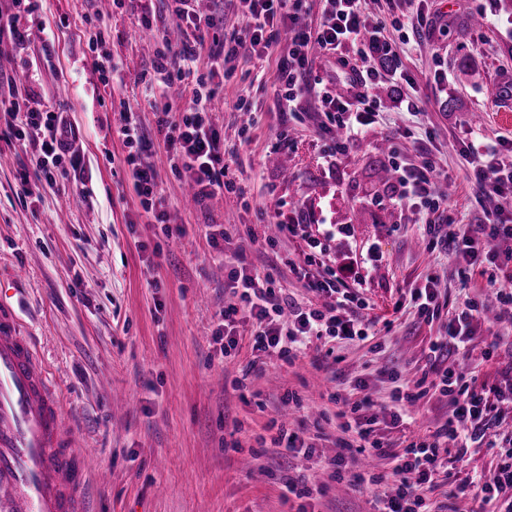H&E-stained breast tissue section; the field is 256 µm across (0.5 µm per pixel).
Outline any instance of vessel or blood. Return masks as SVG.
Returning <instances> with one entry per match:
<instances>
[{"mask_svg":"<svg viewBox=\"0 0 512 512\" xmlns=\"http://www.w3.org/2000/svg\"><path fill=\"white\" fill-rule=\"evenodd\" d=\"M94 467L0 296V512H83L81 492Z\"/></svg>","mask_w":512,"mask_h":512,"instance_id":"obj_1","label":"vessel or blood"}]
</instances>
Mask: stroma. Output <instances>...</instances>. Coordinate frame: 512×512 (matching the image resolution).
<instances>
[{
  "instance_id": "obj_1",
  "label": "stroma",
  "mask_w": 512,
  "mask_h": 512,
  "mask_svg": "<svg viewBox=\"0 0 512 512\" xmlns=\"http://www.w3.org/2000/svg\"><path fill=\"white\" fill-rule=\"evenodd\" d=\"M363 0L368 23L383 22L397 46V79L378 95L387 126L411 128L401 156L416 157L415 142L430 140L449 177L448 217L478 223L497 199L468 179L461 152L467 143L499 149L512 140V0ZM34 22L55 41L43 55L39 37L15 42L0 35V96L37 70L30 87L46 106L66 112L81 139L83 188L73 174L35 181L22 196L19 174L29 157L16 140L0 136V290H5L26 336L45 362L47 378L66 406L70 428L109 474L86 478L92 512H298L299 498L283 499L282 479H302L313 490L312 512H374L371 489L356 482L361 470L389 473L391 463L362 458L335 477L326 462L345 434L334 394L354 403L370 395L376 405L404 382L429 369V342L442 320L415 322L394 305L405 290L437 274L449 307L465 298L462 273L420 235L414 218L385 197L380 171L387 167L384 128L350 145L335 164L323 155L326 117L316 95L295 113L284 112L277 63L285 44L264 58L239 55L224 66L212 102V120L224 135L227 177L236 192L189 200V177L173 167L157 131L154 100L145 92L158 50L178 29L167 0H31ZM216 16L205 45L241 37L245 19L233 0H198ZM151 11L154 28L137 18ZM106 27V49L119 61L123 84L103 86L88 46L90 31ZM419 92L420 112L406 111ZM253 111L248 137L235 105ZM136 113L147 141L142 156L157 172L170 221L149 223L135 194L116 133L125 108ZM287 168L272 163L274 155ZM304 211L308 224H338L327 242L333 258L353 255L367 317L391 326L366 341L323 338L306 355L286 360L253 348L250 324H240L236 349L224 350L212 333L224 308L228 266L244 252L274 288L308 299L289 261L308 251L300 238L267 244L266 213ZM225 230L223 253L210 247L208 227ZM378 252L376 267L363 258ZM27 277L14 282L13 273ZM261 373L245 375L250 362ZM368 384L355 390L356 381ZM299 399L288 419L316 446L313 456L281 457L273 442L288 393ZM448 417V399L430 390L415 422L377 424L393 448L435 430Z\"/></svg>"
}]
</instances>
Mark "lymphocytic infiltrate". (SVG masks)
Wrapping results in <instances>:
<instances>
[{
    "instance_id": "1",
    "label": "lymphocytic infiltrate",
    "mask_w": 512,
    "mask_h": 512,
    "mask_svg": "<svg viewBox=\"0 0 512 512\" xmlns=\"http://www.w3.org/2000/svg\"><path fill=\"white\" fill-rule=\"evenodd\" d=\"M169 2L173 13L192 35L177 45L181 62L178 70H169L167 52L157 54L155 71L161 79L155 94L163 103L157 126L177 167L188 173L196 198L202 200L234 189L233 182L226 178L224 139L210 116L215 80L223 76L225 62L243 53L265 56L275 35L288 31L290 42L287 54L279 59V79L286 86L284 105L291 110L308 88L309 49L316 47L330 54H341L346 45L360 41L366 23L362 0H326L324 20L314 30L297 25L308 0H238L248 20L245 37L218 41L207 49L194 35L213 26V17L198 14L193 0ZM396 53L395 44L380 32H373L368 49L360 53L361 65L351 69L355 80L347 93L339 96L326 90L319 92L329 121L323 129L327 156L344 153L350 141L383 125L384 117L373 92L387 81L390 72L377 59L382 54ZM175 94L182 100V108H174L171 97ZM0 113L8 116L7 127L16 139H25L31 132L42 137L33 157V170L21 173V185H28L33 177L53 180L57 171L67 167L81 170L78 137L64 113L34 106L26 98L1 99ZM117 134L132 149L126 162L143 210L154 223H167L169 215L157 194L156 174L140 161L145 137L132 113H125ZM411 135L410 129L400 128L387 138L395 174L387 191L395 205L415 213L447 208L449 196L439 189L441 172L432 149L422 144L416 160L407 162L400 158L401 142ZM463 159L468 177L484 195L500 199L501 204L486 223H441L435 230L440 234L442 250L466 269L485 275V288L499 308L496 325L512 326V276L501 278L494 272L501 259L497 241L512 239V146L502 145L500 150L489 154L472 146L465 149ZM308 247L312 254L322 244L313 238ZM311 254L302 261L290 262L289 268L305 279L311 292L323 297L324 303L319 307L277 295L270 286V277L253 273L246 262H239L231 269L229 278L234 299L225 304L222 321L215 330L216 335L223 337L226 349L238 344L237 316L241 313L249 314L254 321V349L276 351L287 359L304 353L313 340L325 336L361 341L377 336L376 320L363 317L366 304L353 291L354 258L338 259L326 275L314 277L307 269L312 262ZM484 307V298L469 297L449 312L446 335L436 337L429 344L431 383L420 380L397 390L390 405L384 406L379 414L371 411L372 399L363 398L361 403L351 406L342 422V430L358 440L356 454L371 453L393 464L390 474L374 473L367 480L368 485L383 489L379 497L381 512H429L430 493L451 477L448 470L451 456L465 454L461 448L450 450V442L467 435L485 437L494 425L493 412L498 404L512 402V362L501 370V379L495 384L480 380L476 370L446 365L452 355L471 361V342L483 320ZM432 387L448 399L450 414L444 424L398 450L376 437L375 426L380 419H389L394 424L410 419V405L425 397ZM489 446L496 457L493 471L486 476L477 474L462 479L450 495L455 498L471 492L480 497L482 504H497V512H512V435L496 436Z\"/></svg>"
}]
</instances>
